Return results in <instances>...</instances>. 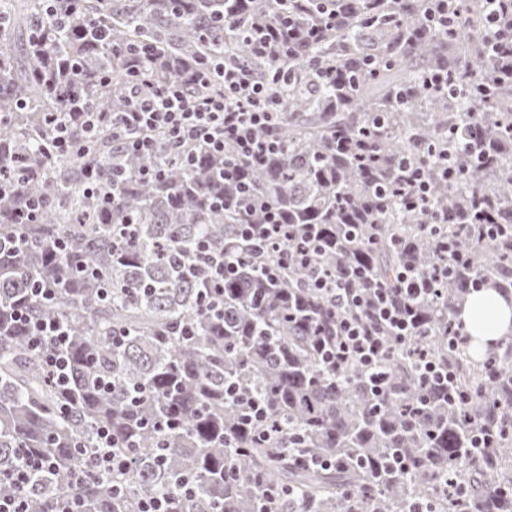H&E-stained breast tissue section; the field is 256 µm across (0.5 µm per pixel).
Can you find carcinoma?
Returning <instances> with one entry per match:
<instances>
[{"mask_svg":"<svg viewBox=\"0 0 512 512\" xmlns=\"http://www.w3.org/2000/svg\"><path fill=\"white\" fill-rule=\"evenodd\" d=\"M76 2L62 26L45 0H0V474L27 455L48 461L28 512L70 496L84 512H139L183 476L195 490L171 512H512V334L478 361L465 343L448 355L468 295L512 300V0L496 40L484 0H447L449 33L430 0ZM314 24L321 39L302 40ZM254 26L281 29L293 50L253 54ZM137 46L155 88L188 63L226 59L270 83L283 149L239 163L241 175L284 223L319 232L311 268L343 280L362 267L388 288L404 266L434 278L413 342L449 367L458 398L423 383L406 354L386 357L378 378L322 363L312 326L336 307L291 259L263 274L278 254L258 256L238 234L262 213L212 204L234 192L224 157L161 131L138 153L112 124L141 79L126 64ZM439 66L448 89L430 90L423 75ZM73 91L107 119L62 156L54 122L71 119ZM358 138L368 153L344 147ZM407 167L428 180L425 213L404 208ZM200 242L236 263L214 311L200 302L206 269L185 274ZM35 281L54 297L31 294ZM18 308L69 328L68 390L12 320ZM228 389L265 401L274 429H248ZM100 427L130 460L119 498L93 473ZM77 469L88 477L75 486Z\"/></svg>","mask_w":512,"mask_h":512,"instance_id":"obj_1","label":"carcinoma"}]
</instances>
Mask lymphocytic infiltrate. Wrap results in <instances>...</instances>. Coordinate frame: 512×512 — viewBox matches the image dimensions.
Listing matches in <instances>:
<instances>
[{
	"label": "lymphocytic infiltrate",
	"instance_id": "obj_1",
	"mask_svg": "<svg viewBox=\"0 0 512 512\" xmlns=\"http://www.w3.org/2000/svg\"><path fill=\"white\" fill-rule=\"evenodd\" d=\"M224 89L215 94L189 97L188 87L201 84L202 71L189 70L181 81L136 94L128 112L121 116L125 130L134 132V150L151 148L149 135L167 132L180 146L199 145L225 156L224 178L236 180L239 162L261 166L280 152L282 143L272 133L282 118L280 101L267 85L254 80L248 68L224 62L220 66ZM395 288L374 287L360 292L342 281L328 282L316 276L311 288L336 306L338 316L331 328L319 331L320 355L328 365L355 362L374 370L385 354L382 333H389L398 347H407L414 334L415 303L426 285L408 272H401ZM30 341L43 352V361L59 387H67L68 374L64 349L69 344L67 327L56 320L16 312ZM46 460L25 458L6 474L5 479L18 489L16 497L0 500V512H28L25 493L48 471Z\"/></svg>",
	"mask_w": 512,
	"mask_h": 512
}]
</instances>
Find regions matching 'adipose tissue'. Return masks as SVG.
<instances>
[{"instance_id":"adipose-tissue-1","label":"adipose tissue","mask_w":512,"mask_h":512,"mask_svg":"<svg viewBox=\"0 0 512 512\" xmlns=\"http://www.w3.org/2000/svg\"><path fill=\"white\" fill-rule=\"evenodd\" d=\"M458 319L465 334L487 345L512 334V302L488 289L476 291L464 303Z\"/></svg>"}]
</instances>
